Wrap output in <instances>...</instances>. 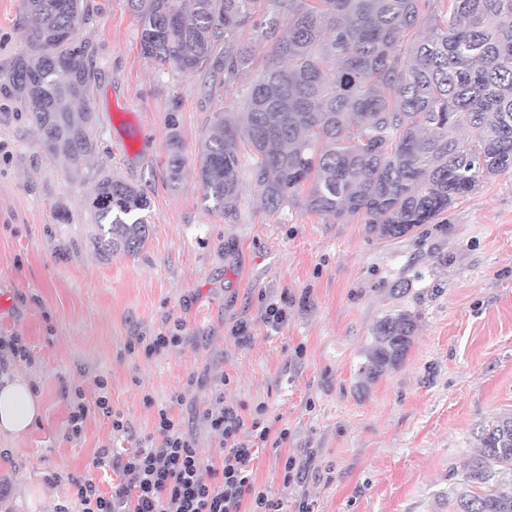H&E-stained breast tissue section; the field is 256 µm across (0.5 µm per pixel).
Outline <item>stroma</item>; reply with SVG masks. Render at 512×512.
<instances>
[{
	"instance_id": "1",
	"label": "stroma",
	"mask_w": 512,
	"mask_h": 512,
	"mask_svg": "<svg viewBox=\"0 0 512 512\" xmlns=\"http://www.w3.org/2000/svg\"><path fill=\"white\" fill-rule=\"evenodd\" d=\"M97 76L100 136L89 166L145 188L144 247L98 250L88 200L44 154L39 134L0 93V336L22 337L29 356L0 357V375H27L41 397L38 426L0 438V512H55L73 501L69 477L110 493L103 445L134 448L156 405H171L205 466H220V438L202 418L216 396L246 418L287 431L260 449L259 487L293 512H456L453 490L482 429L512 414V172L484 180L443 223L385 242L366 215L341 219L300 207L272 215L244 181L236 222L202 200L196 160L217 110L240 112L252 74L209 93L201 78L159 70L140 50L127 0H84ZM22 0H0V66L23 47ZM177 114L186 164L166 182L168 117ZM412 281L408 293L395 290ZM288 302L271 328L268 304ZM415 313L402 361L377 379L362 366L373 329L392 311ZM246 324L252 336L233 334ZM183 342L145 356L142 339ZM107 381L111 415L92 410L67 437L70 397ZM182 404H172L175 395ZM152 396L154 407L144 398ZM132 428L116 439L112 414ZM312 449L307 474L284 486L286 456Z\"/></svg>"
}]
</instances>
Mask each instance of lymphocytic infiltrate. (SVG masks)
<instances>
[{"label":"lymphocytic infiltrate","mask_w":512,"mask_h":512,"mask_svg":"<svg viewBox=\"0 0 512 512\" xmlns=\"http://www.w3.org/2000/svg\"><path fill=\"white\" fill-rule=\"evenodd\" d=\"M204 417L221 437L222 461L211 479H204L194 440L176 421L170 406H158L151 432L137 448L124 453L102 446L95 467H111L117 480L111 494H102L93 480L70 478L73 506L58 512H283L281 501L255 483L254 462L273 433L259 419H246L238 408L216 397Z\"/></svg>","instance_id":"lymphocytic-infiltrate-1"}]
</instances>
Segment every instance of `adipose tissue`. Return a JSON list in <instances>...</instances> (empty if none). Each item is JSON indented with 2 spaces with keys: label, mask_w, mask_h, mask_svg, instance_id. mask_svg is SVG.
I'll list each match as a JSON object with an SVG mask.
<instances>
[{
  "label": "adipose tissue",
  "mask_w": 512,
  "mask_h": 512,
  "mask_svg": "<svg viewBox=\"0 0 512 512\" xmlns=\"http://www.w3.org/2000/svg\"><path fill=\"white\" fill-rule=\"evenodd\" d=\"M41 416L42 402L30 379L20 374L0 376V436L19 438Z\"/></svg>",
  "instance_id": "adipose-tissue-1"
}]
</instances>
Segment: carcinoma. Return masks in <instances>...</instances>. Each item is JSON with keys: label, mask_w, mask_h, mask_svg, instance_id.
Instances as JSON below:
<instances>
[{"label": "carcinoma", "mask_w": 512, "mask_h": 512, "mask_svg": "<svg viewBox=\"0 0 512 512\" xmlns=\"http://www.w3.org/2000/svg\"><path fill=\"white\" fill-rule=\"evenodd\" d=\"M139 45L158 68L225 87L252 68L241 42L252 27L283 65L252 81L246 111L214 114L198 153L203 201L236 221L245 163L265 208L301 202L310 213H364L368 230L395 240L432 224L480 183L512 171V0H129ZM30 19L5 94L41 132L44 152L69 178L94 180L88 206L105 255L136 253L147 240L146 192L102 170L92 54L82 0H23ZM167 182L184 168L170 118ZM415 315L398 310L375 326L365 371L400 361ZM457 491V512H512V493L492 488L512 473V415L482 430Z\"/></svg>", "instance_id": "obj_1"}]
</instances>
